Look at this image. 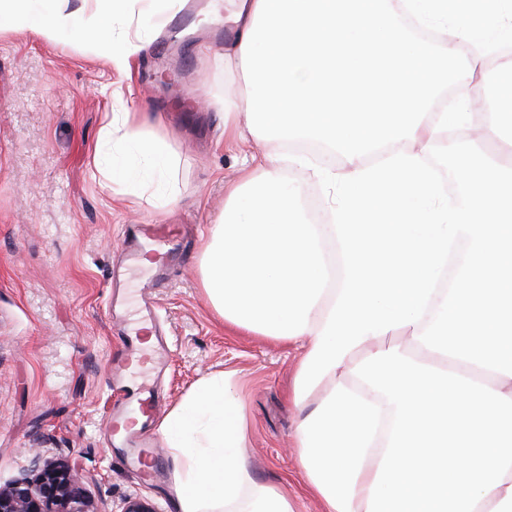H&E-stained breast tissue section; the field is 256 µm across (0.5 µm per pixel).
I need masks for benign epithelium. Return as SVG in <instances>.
Returning <instances> with one entry per match:
<instances>
[{"mask_svg":"<svg viewBox=\"0 0 512 512\" xmlns=\"http://www.w3.org/2000/svg\"><path fill=\"white\" fill-rule=\"evenodd\" d=\"M30 471V476L0 484V512H97L69 461L43 465L35 455ZM121 512L160 510L138 496H131Z\"/></svg>","mask_w":512,"mask_h":512,"instance_id":"obj_1","label":"benign epithelium"}]
</instances>
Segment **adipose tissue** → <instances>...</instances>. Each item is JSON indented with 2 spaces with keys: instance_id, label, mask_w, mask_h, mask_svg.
Instances as JSON below:
<instances>
[{
  "instance_id": "adipose-tissue-1",
  "label": "adipose tissue",
  "mask_w": 512,
  "mask_h": 512,
  "mask_svg": "<svg viewBox=\"0 0 512 512\" xmlns=\"http://www.w3.org/2000/svg\"><path fill=\"white\" fill-rule=\"evenodd\" d=\"M93 2L88 20L59 0H0V31L77 30L121 71L175 7ZM224 11L236 31L215 58L234 83L224 133L262 151L243 153L247 175L224 189L202 286L225 324L302 343L291 399L316 405L295 445L323 512H512V164L484 149L512 148V86L454 169L459 193L443 195L425 159L469 120L440 106L452 85L472 99L455 47L468 17L512 31V0L453 11L448 0H224ZM410 20L438 45L419 44ZM300 137L344 156V178L316 171L340 187L326 197L333 223L302 219L304 186L281 171L283 145ZM101 141L173 171L166 143L144 127L108 124ZM164 433L179 462L178 512H294L247 466L232 374L201 381Z\"/></svg>"
}]
</instances>
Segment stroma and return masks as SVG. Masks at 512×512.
<instances>
[{"instance_id":"1","label":"stroma","mask_w":512,"mask_h":512,"mask_svg":"<svg viewBox=\"0 0 512 512\" xmlns=\"http://www.w3.org/2000/svg\"><path fill=\"white\" fill-rule=\"evenodd\" d=\"M224 0L176 39L149 35L129 73L114 71L81 34L72 39L0 32V482L21 476L26 458L72 460L98 512H120L140 495L178 512L175 463L162 434L166 415L205 377L232 373L249 424V469L261 486L288 495L295 512H322L306 488L294 446L302 411L290 399L301 348L233 334L206 295L202 242L224 211V184L240 175L238 147L224 140L218 102L223 53L214 32ZM134 112L158 125L179 160L178 198L161 205L153 188L107 189L93 157L106 113ZM132 224H181L184 252L144 310L147 269L110 276ZM150 318L166 347L148 373L159 398L147 423L160 475L127 459L108 419L125 406L112 359L135 344Z\"/></svg>"}]
</instances>
